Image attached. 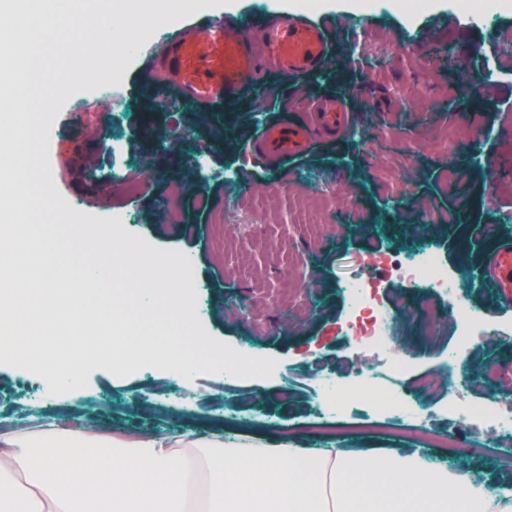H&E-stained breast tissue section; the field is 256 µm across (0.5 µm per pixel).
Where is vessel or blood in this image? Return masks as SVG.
Segmentation results:
<instances>
[{"label":"vessel or blood","instance_id":"1","mask_svg":"<svg viewBox=\"0 0 512 512\" xmlns=\"http://www.w3.org/2000/svg\"><path fill=\"white\" fill-rule=\"evenodd\" d=\"M330 57L323 22L298 12L270 10L234 19L189 18L175 28L161 51L149 53V71L167 73L177 95L201 106L232 100L257 85L262 70L301 75ZM353 118L342 102L307 104L300 121L265 125L250 146L268 167H285L324 136L344 134ZM499 306L512 308V240L492 239L481 269Z\"/></svg>","mask_w":512,"mask_h":512}]
</instances>
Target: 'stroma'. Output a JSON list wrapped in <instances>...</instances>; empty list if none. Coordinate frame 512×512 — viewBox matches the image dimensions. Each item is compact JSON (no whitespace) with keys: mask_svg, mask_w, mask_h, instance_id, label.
I'll list each match as a JSON object with an SVG mask.
<instances>
[{"mask_svg":"<svg viewBox=\"0 0 512 512\" xmlns=\"http://www.w3.org/2000/svg\"><path fill=\"white\" fill-rule=\"evenodd\" d=\"M89 2L76 30L94 40L108 29L113 39H123L126 19L110 17L108 0ZM359 2L318 0L313 15L330 21L333 46L323 69L298 78L263 76L258 90L228 107L180 104L161 76L142 75L145 55L162 44L148 34L113 95L93 96L91 77L58 85L54 108L41 117L51 134L31 162L33 169L51 171L54 202L79 228H105L132 213L128 239L190 261L203 341L227 352L250 348L270 364L239 383L244 400L229 419L223 375L196 374L184 384L201 406L187 415L161 398L163 371L117 377L95 369L86 381L99 393L97 402L60 396L53 404L68 426L92 418L110 436L191 429L246 442L286 436L304 451L317 448L313 369L354 366L362 358L342 329L347 299L341 283L356 275L374 283L385 305L397 295L408 298V308L396 313L392 342L410 348L413 372L442 362L453 335L447 297H422L371 256L384 246L406 253L424 242L450 269L475 275L486 241L465 238L464 225L494 224L512 236V222L505 220L512 214V140L500 137L512 125V52L502 49L512 42V9L495 24L474 28L457 0H426L412 17L395 7L367 15ZM405 42L412 43L413 56L396 51ZM448 51L481 78L473 99L459 97L443 59ZM331 96L354 113L353 133L317 141L280 173L247 152L261 124L286 120L295 101ZM457 127L468 135L449 143L448 132ZM484 129L499 136L493 167L475 160L474 135ZM164 137L179 138L178 151L158 154L155 143ZM129 155L138 161L129 170L138 185L133 198L112 181L113 168ZM90 171L96 181L87 180ZM308 211L319 214V226L301 223ZM423 302L439 320L440 333L431 341L421 339L411 316ZM283 364L294 377L287 397ZM31 378L0 365L1 422H29L14 392ZM132 393L145 399L144 409L127 405ZM447 406L438 397L424 401L419 416L434 431L451 430ZM455 432L462 446L457 463L491 482L512 475V447H475L469 429ZM338 440L448 461L446 449L387 428L369 406L347 420Z\"/></svg>","mask_w":512,"mask_h":512,"instance_id":"35a3bbf8","label":"stroma"}]
</instances>
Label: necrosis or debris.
Returning a JSON list of instances; mask_svg holds the SVG:
<instances>
[{
    "label": "necrosis or debris",
    "instance_id": "obj_1",
    "mask_svg": "<svg viewBox=\"0 0 512 512\" xmlns=\"http://www.w3.org/2000/svg\"><path fill=\"white\" fill-rule=\"evenodd\" d=\"M391 272L412 281L428 295L450 298L448 320L454 326V350L447 365L425 372L413 380L417 399L443 396L448 400V414L457 425L467 426L474 419L489 421L490 436L498 448L512 446V403L484 408L475 405L471 396L487 393L503 380V368L488 362L478 373H471L465 362L476 348L493 339L512 334V326L490 325L482 311L461 296L463 272L448 269L440 256L428 246H421L404 255L392 256ZM349 310L344 332L366 355L357 368L344 375L317 373L320 385L318 410L328 414L337 410L352 415L363 404H374L390 425H402L405 416L402 382L409 371L406 362L394 357L389 336L394 323V311L404 308L405 299H398L395 308H387L377 293L363 278H352L344 285Z\"/></svg>",
    "mask_w": 512,
    "mask_h": 512
}]
</instances>
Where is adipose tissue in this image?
<instances>
[{
    "label": "adipose tissue",
    "mask_w": 512,
    "mask_h": 512,
    "mask_svg": "<svg viewBox=\"0 0 512 512\" xmlns=\"http://www.w3.org/2000/svg\"><path fill=\"white\" fill-rule=\"evenodd\" d=\"M0 512H512V480L401 448L311 455L191 429L124 440L53 418L0 428Z\"/></svg>",
    "instance_id": "1"
}]
</instances>
